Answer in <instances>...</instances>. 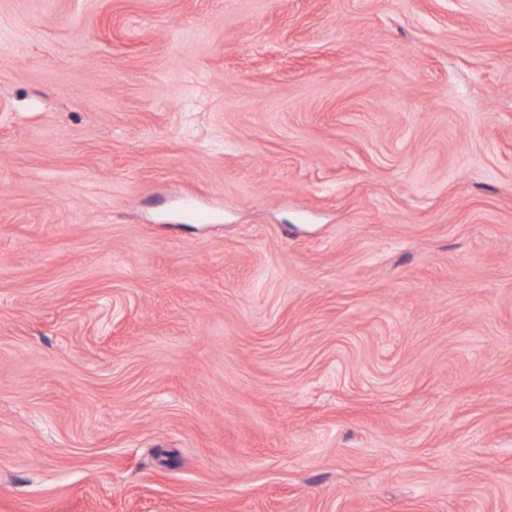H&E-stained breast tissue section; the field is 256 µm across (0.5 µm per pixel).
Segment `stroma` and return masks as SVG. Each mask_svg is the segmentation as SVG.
Masks as SVG:
<instances>
[{
	"mask_svg": "<svg viewBox=\"0 0 512 512\" xmlns=\"http://www.w3.org/2000/svg\"><path fill=\"white\" fill-rule=\"evenodd\" d=\"M0 512H512V0H0Z\"/></svg>",
	"mask_w": 512,
	"mask_h": 512,
	"instance_id": "stroma-1",
	"label": "stroma"
}]
</instances>
